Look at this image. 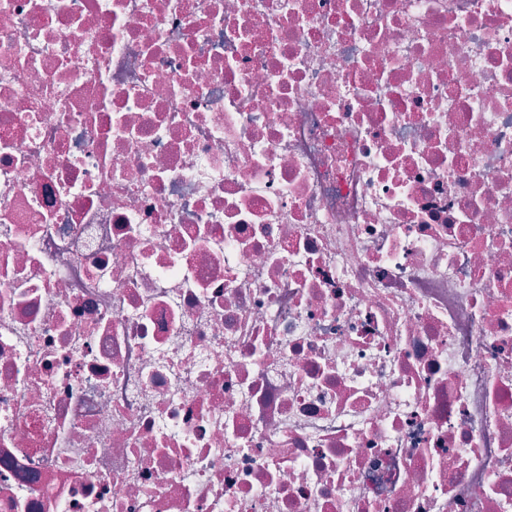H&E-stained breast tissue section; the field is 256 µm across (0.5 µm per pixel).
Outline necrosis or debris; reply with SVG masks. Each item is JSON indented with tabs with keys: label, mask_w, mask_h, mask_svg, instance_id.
<instances>
[{
	"label": "necrosis or debris",
	"mask_w": 512,
	"mask_h": 512,
	"mask_svg": "<svg viewBox=\"0 0 512 512\" xmlns=\"http://www.w3.org/2000/svg\"><path fill=\"white\" fill-rule=\"evenodd\" d=\"M0 512H512V0H0Z\"/></svg>",
	"instance_id": "necrosis-or-debris-1"
}]
</instances>
